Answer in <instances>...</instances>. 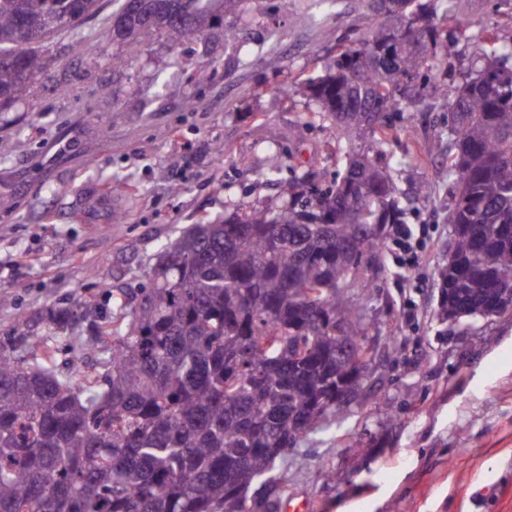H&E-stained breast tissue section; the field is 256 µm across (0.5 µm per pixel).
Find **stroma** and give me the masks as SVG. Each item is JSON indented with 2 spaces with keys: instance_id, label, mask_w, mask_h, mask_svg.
Instances as JSON below:
<instances>
[{
  "instance_id": "stroma-1",
  "label": "stroma",
  "mask_w": 512,
  "mask_h": 512,
  "mask_svg": "<svg viewBox=\"0 0 512 512\" xmlns=\"http://www.w3.org/2000/svg\"><path fill=\"white\" fill-rule=\"evenodd\" d=\"M512 43V0H454ZM114 0L79 28L90 54L64 32L40 42L47 66L25 101L0 111V336L23 310L78 295L139 288L158 251L229 204L273 206L296 177L315 186L342 171L314 101L284 87L315 78L337 44L359 45L379 18L366 0H243L215 12L190 49L144 37L131 63L103 39ZM234 28L251 49L224 45ZM460 43L425 110L390 112L380 164L391 167L411 229L426 225L417 267L384 252L377 284L358 302L380 347L372 376L339 420L291 452L279 512H512V313L451 327L439 319L437 283L448 260L454 176L448 101L480 52ZM206 80H198V69ZM195 100L188 109L187 100ZM223 154H216V146ZM283 157L267 180L271 148ZM123 223L112 221L113 214ZM335 471L328 481L326 471Z\"/></svg>"
}]
</instances>
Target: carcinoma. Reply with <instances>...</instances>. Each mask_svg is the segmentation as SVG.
Here are the masks:
<instances>
[{
    "instance_id": "cac0c4a2",
    "label": "carcinoma",
    "mask_w": 512,
    "mask_h": 512,
    "mask_svg": "<svg viewBox=\"0 0 512 512\" xmlns=\"http://www.w3.org/2000/svg\"><path fill=\"white\" fill-rule=\"evenodd\" d=\"M118 0L105 37L128 46L159 33L202 38L207 4ZM98 0H0V109L24 100L44 69L33 42L78 26ZM380 15L360 46L290 88L317 103L337 148L354 144L326 187L295 181L274 209L236 205L170 238L147 284L100 303H53L17 315L0 340V512H278L272 472L288 449L339 418L372 359L355 297L382 271L386 226L405 209L375 156L384 112L428 107L415 83L473 29L483 38L450 106L448 172L456 177L451 251L440 272L441 320L492 319L512 305V45L445 6L368 0ZM69 352L57 363L55 341ZM96 355L93 364L88 354Z\"/></svg>"
}]
</instances>
